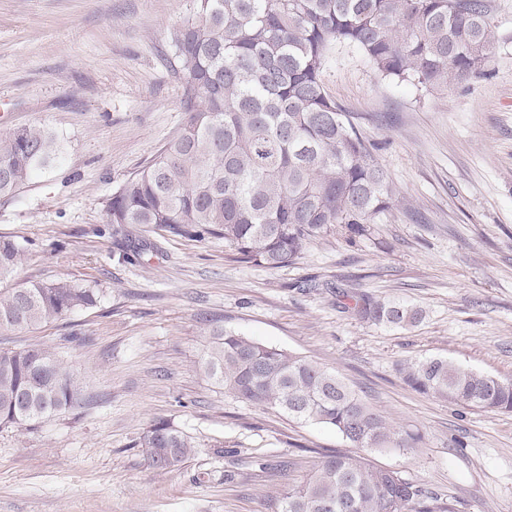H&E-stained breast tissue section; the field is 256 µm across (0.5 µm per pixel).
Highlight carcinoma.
I'll list each match as a JSON object with an SVG mask.
<instances>
[{"mask_svg":"<svg viewBox=\"0 0 512 512\" xmlns=\"http://www.w3.org/2000/svg\"><path fill=\"white\" fill-rule=\"evenodd\" d=\"M192 16L170 35L182 74L185 122L144 169L112 194L111 224H154L200 240L220 237L244 259L281 267L314 239L344 226L352 235L392 207L393 189L373 144L325 92L322 72L335 46L360 50L376 73L422 90L483 74L496 43L487 0H191ZM42 126L0 137V198L60 160ZM22 247L0 237V279ZM351 312L392 327L422 310L403 301L353 295ZM96 302L91 288L27 283L0 293V326L37 329ZM208 378L246 405L336 431L351 447L288 487L280 512H454L366 453L412 448L422 434L392 427L341 378L292 353L226 329L211 333ZM424 395L512 412V382L439 357L408 366ZM82 398V382L51 349L0 350V425L32 428ZM141 445L149 466L180 467L190 437L158 419Z\"/></svg>","mask_w":512,"mask_h":512,"instance_id":"cac0c4a2","label":"carcinoma"}]
</instances>
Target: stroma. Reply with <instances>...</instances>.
Here are the masks:
<instances>
[{
    "instance_id": "obj_1",
    "label": "stroma",
    "mask_w": 512,
    "mask_h": 512,
    "mask_svg": "<svg viewBox=\"0 0 512 512\" xmlns=\"http://www.w3.org/2000/svg\"><path fill=\"white\" fill-rule=\"evenodd\" d=\"M485 74L424 92L333 50L322 83L352 113L395 193L367 232L336 231L271 268L223 239L109 223L113 191L180 128L182 83L166 60L190 0H0V137L54 131L57 166L0 198V236L23 248L12 279L79 283L94 306L40 329L0 327V349L51 347L84 400L37 429H0V512H279L289 484L346 448L334 430L237 402L204 373L213 328L333 370L415 448L369 462L455 512H512V413L425 397L408 364L442 357L512 381V0H489ZM420 307L396 328L361 320L345 292ZM197 447L149 466L156 419Z\"/></svg>"
}]
</instances>
